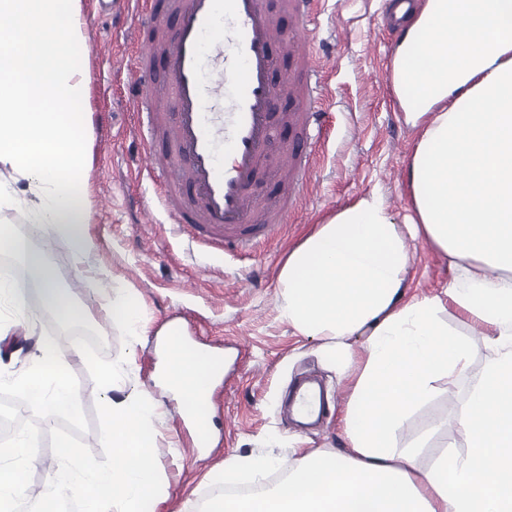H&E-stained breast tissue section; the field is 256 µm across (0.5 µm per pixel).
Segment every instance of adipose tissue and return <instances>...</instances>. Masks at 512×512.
Masks as SVG:
<instances>
[{
  "instance_id": "obj_1",
  "label": "adipose tissue",
  "mask_w": 512,
  "mask_h": 512,
  "mask_svg": "<svg viewBox=\"0 0 512 512\" xmlns=\"http://www.w3.org/2000/svg\"><path fill=\"white\" fill-rule=\"evenodd\" d=\"M82 38L81 0H0V209L69 239L77 266L93 246L81 183L89 91L71 59ZM392 65L397 108L418 133L405 173L409 223H396L378 194L358 198L316 225L279 274L284 317L322 339L349 384L350 452L329 467L307 450L295 462L228 456V479L288 477L224 499L218 512H512V0H426ZM411 239L447 259L443 295L408 297ZM3 250L13 267L0 289L17 306L30 284L62 322L81 318L41 251L0 232ZM448 303L479 326L489 354L478 371L472 343L441 317ZM219 372L177 340L159 350L158 378L193 413L207 411ZM441 379L467 383L458 424L468 454L424 468L394 439Z\"/></svg>"
}]
</instances>
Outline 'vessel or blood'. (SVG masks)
<instances>
[{"instance_id":"obj_1","label":"vessel or blood","mask_w":512,"mask_h":512,"mask_svg":"<svg viewBox=\"0 0 512 512\" xmlns=\"http://www.w3.org/2000/svg\"><path fill=\"white\" fill-rule=\"evenodd\" d=\"M313 0H139L130 17L140 37L128 95L144 119L140 138L153 159L149 176L178 233L206 245L252 249L271 238L295 208V189L309 168L310 149L286 145L275 175L282 192L257 195L276 121L314 141L322 114L321 71L302 38ZM296 20L283 33L279 12ZM280 44L299 63L301 80L273 81ZM169 80L155 82L154 58ZM167 142L153 158L156 139Z\"/></svg>"}]
</instances>
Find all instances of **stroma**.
I'll list each match as a JSON object with an SVG mask.
<instances>
[{"label":"stroma","instance_id":"stroma-1","mask_svg":"<svg viewBox=\"0 0 512 512\" xmlns=\"http://www.w3.org/2000/svg\"><path fill=\"white\" fill-rule=\"evenodd\" d=\"M84 39L74 63L90 87L85 105L90 121V161L83 176L93 249L86 265L74 267L68 239L44 226L24 225L22 213H0V226L27 233L35 249L59 271L84 311V323L105 336L102 347L83 344L82 332L57 322L38 297L26 308L33 323L0 331V371L15 376L32 364L42 340L56 342L62 360L79 380L80 403L89 422L82 440L103 459L95 405L105 398L133 397L147 390L161 399L153 421L154 443L166 512H199L224 489V458L230 454H279L288 448L319 451L324 465L341 447L340 417L350 390L321 355L318 338L296 335L281 314L278 274L289 252L314 225L336 209L375 191L396 219L409 207L404 172L416 136L392 104L384 77L397 38L383 22L384 0H315L310 43L321 59L327 85L320 144L304 198L281 233L235 256L199 253L174 233L158 205L142 162L135 106L125 90L133 74L134 31L100 14L96 0H82ZM414 253V293H440L448 265L421 241ZM120 279L141 295V332L112 322L100 297ZM191 345L208 348L224 365L211 400L214 429L208 446H197L181 405L157 387L155 344L166 328ZM116 367L115 388L103 387L98 365ZM320 383L331 406L322 422L303 429L281 412L295 381ZM465 386L438 388L417 408L396 438L398 449L421 442L419 462L429 467L458 432L454 414ZM441 420L432 428L433 420Z\"/></svg>","mask_w":512,"mask_h":512}]
</instances>
